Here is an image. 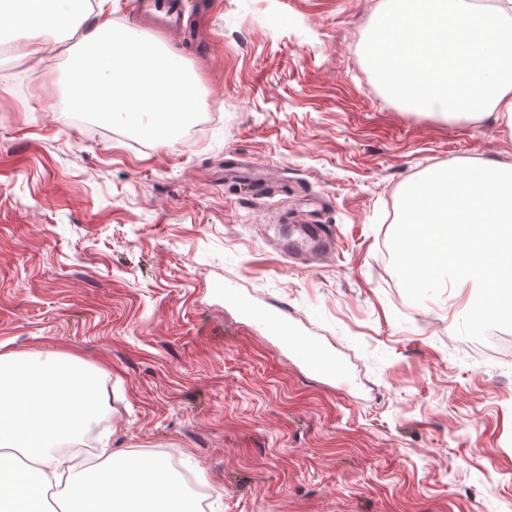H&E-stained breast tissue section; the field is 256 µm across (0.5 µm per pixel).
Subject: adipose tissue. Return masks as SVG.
<instances>
[{
  "instance_id": "adipose-tissue-1",
  "label": "adipose tissue",
  "mask_w": 512,
  "mask_h": 512,
  "mask_svg": "<svg viewBox=\"0 0 512 512\" xmlns=\"http://www.w3.org/2000/svg\"><path fill=\"white\" fill-rule=\"evenodd\" d=\"M112 0H90L97 23L85 35V51L74 62L67 90L70 99L107 118L131 125L147 116V129L163 134L168 126L189 122L198 110L194 72L167 48L142 40L130 27L116 28L109 16ZM5 11L27 28L20 44L32 70L46 60L44 34L69 26L78 0H20ZM406 11L388 17L386 37L414 45L413 61L394 64L403 101L448 117L496 116L512 129V27L497 11L478 12L464 0H408ZM478 105H470L472 88ZM96 374L71 355L55 356L34 370L29 354L0 353V512H29L30 471L43 489L60 486L66 501L81 512H193L184 490L162 461L131 458L105 446V464L86 483L59 443L79 441L98 426L102 395Z\"/></svg>"
}]
</instances>
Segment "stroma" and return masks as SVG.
Masks as SVG:
<instances>
[{
  "label": "stroma",
  "instance_id": "obj_1",
  "mask_svg": "<svg viewBox=\"0 0 512 512\" xmlns=\"http://www.w3.org/2000/svg\"><path fill=\"white\" fill-rule=\"evenodd\" d=\"M397 5L180 0L170 35L112 0L113 23L194 71L187 140L73 120L91 17L49 35L37 72L0 20V345L98 370L113 449L176 459L209 512H512V354L455 335L475 289L413 303L383 256L408 184L512 163V132L378 80L368 48ZM303 220L335 229L320 265L267 245ZM244 302L330 341L354 392L306 374Z\"/></svg>",
  "mask_w": 512,
  "mask_h": 512
}]
</instances>
